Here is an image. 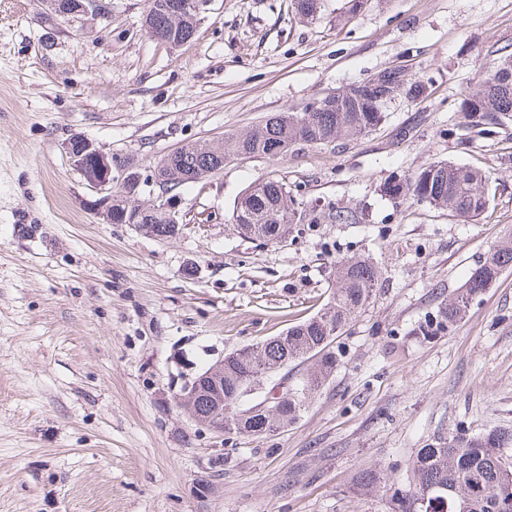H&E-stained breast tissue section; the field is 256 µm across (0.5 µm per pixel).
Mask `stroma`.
Returning a JSON list of instances; mask_svg holds the SVG:
<instances>
[{"mask_svg": "<svg viewBox=\"0 0 512 512\" xmlns=\"http://www.w3.org/2000/svg\"><path fill=\"white\" fill-rule=\"evenodd\" d=\"M105 4L48 20L41 0H0V512H391L385 489L357 490L362 471L403 486L416 449L512 428V268L452 331L415 334L512 236V118L488 133L459 110L512 53V0H364L352 18L321 0L311 22L294 0H212L177 48L147 32V0ZM389 66L425 94L355 140L228 157L179 189L174 238L105 223L67 152L87 138L147 179L185 144ZM439 160L484 174L478 220L383 195ZM266 178L321 222L284 246L243 236L234 203ZM330 207L361 219L324 220ZM363 256L381 276L294 423L220 437L187 418L183 376L315 316L337 262Z\"/></svg>", "mask_w": 512, "mask_h": 512, "instance_id": "stroma-1", "label": "stroma"}]
</instances>
